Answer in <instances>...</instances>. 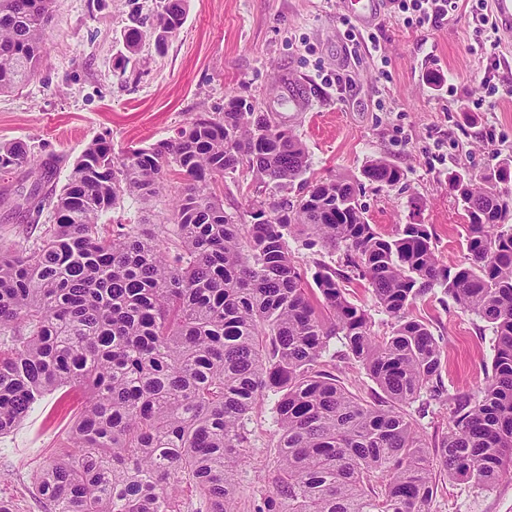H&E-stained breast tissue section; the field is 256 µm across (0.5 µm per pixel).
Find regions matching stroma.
<instances>
[{
	"label": "stroma",
	"instance_id": "35a3bbf8",
	"mask_svg": "<svg viewBox=\"0 0 512 512\" xmlns=\"http://www.w3.org/2000/svg\"><path fill=\"white\" fill-rule=\"evenodd\" d=\"M154 10L155 0H56L40 72L19 91L0 94V142H21L32 157L28 166L0 172V246L40 240L49 218L29 215L22 192L36 183L42 193H60L68 161L96 138H109L118 150L152 144L231 97L265 112L292 82L312 102L306 119L290 125L311 174L349 176L379 231L428 225L439 257L463 261V210L448 178L480 176L512 154V99L486 94L489 84L512 85L511 40L500 38L491 61L465 8L424 30L385 14L372 29L388 57L382 70L345 38L357 26L350 0H187L184 24L164 49L148 38L122 62L130 14ZM339 81L346 91H337ZM488 126L496 130L491 143L482 138ZM55 157L65 165L42 179V165ZM375 157L402 168L403 185L380 188L362 177ZM410 313L428 322L443 348L448 392L478 395L494 356L490 325L438 288ZM276 401L267 392L250 415L236 512H254L271 489ZM69 420L52 392L0 436V497L18 512H44L34 477L63 445ZM431 512H512V478L483 488L440 476Z\"/></svg>",
	"mask_w": 512,
	"mask_h": 512
}]
</instances>
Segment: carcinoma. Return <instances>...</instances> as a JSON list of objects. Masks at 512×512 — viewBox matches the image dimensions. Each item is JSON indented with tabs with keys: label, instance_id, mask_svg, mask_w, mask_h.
<instances>
[{
	"label": "carcinoma",
	"instance_id": "obj_1",
	"mask_svg": "<svg viewBox=\"0 0 512 512\" xmlns=\"http://www.w3.org/2000/svg\"><path fill=\"white\" fill-rule=\"evenodd\" d=\"M185 2L157 0L147 30L131 16L124 60L147 37L164 47ZM53 3L0 0V94L42 66ZM29 163L24 144L0 143V171ZM240 170L270 195L250 201L248 224L217 193ZM309 170L285 123L231 97L170 139L118 154L105 138L90 142L69 166L41 242L0 248V434L48 392L85 394L65 446L36 476L45 512H235L247 420L271 390L275 475L256 512H430L439 473L484 487L512 477V192L500 187L512 181V154L477 179L449 177L467 257L448 265L427 225L382 234L353 183L310 179ZM172 173L182 186L144 220L161 234L130 224L101 232L123 196L156 201ZM362 175L386 187L405 180L383 158ZM287 229L344 249L350 273L320 265L309 288ZM353 275L391 318L388 333H373L347 298ZM435 288L494 331L491 373L475 398L447 392L443 351L409 314ZM338 357L358 363L387 404L336 379ZM417 401L448 402L433 453L425 410H405Z\"/></svg>",
	"mask_w": 512,
	"mask_h": 512
}]
</instances>
